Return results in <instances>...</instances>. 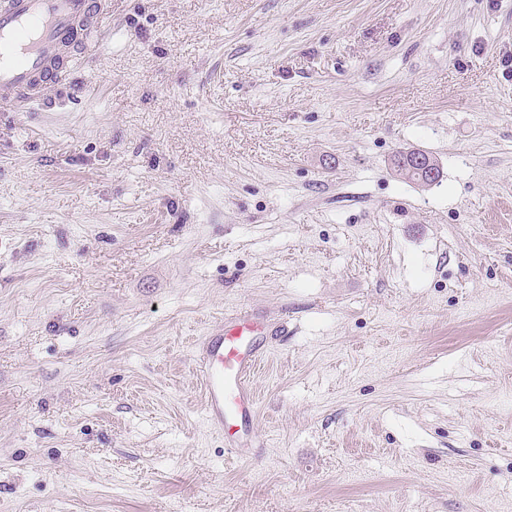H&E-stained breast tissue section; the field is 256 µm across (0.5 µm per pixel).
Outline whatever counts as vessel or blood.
I'll return each instance as SVG.
<instances>
[{
	"mask_svg": "<svg viewBox=\"0 0 512 512\" xmlns=\"http://www.w3.org/2000/svg\"><path fill=\"white\" fill-rule=\"evenodd\" d=\"M102 22L98 0H0V90L13 94L21 108L44 103L59 81L63 51L88 54ZM259 319L255 310L238 312L205 337L195 361L206 419L237 454L261 445L239 434L256 414L251 378L262 357Z\"/></svg>",
	"mask_w": 512,
	"mask_h": 512,
	"instance_id": "obj_1",
	"label": "vessel or blood"
}]
</instances>
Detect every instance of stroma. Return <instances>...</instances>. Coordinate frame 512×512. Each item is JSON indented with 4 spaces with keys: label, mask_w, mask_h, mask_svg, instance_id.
<instances>
[{
    "label": "stroma",
    "mask_w": 512,
    "mask_h": 512,
    "mask_svg": "<svg viewBox=\"0 0 512 512\" xmlns=\"http://www.w3.org/2000/svg\"><path fill=\"white\" fill-rule=\"evenodd\" d=\"M101 4L0 109V512H512V0ZM246 308L258 458L193 374ZM412 151L419 153L423 157H425V155H428L430 157V159H432V161L435 162L436 174H435L434 178H432L429 181V184H427V185L438 183L440 181V177H441V170H440V167H439L437 161L434 159V157L429 152H427L425 150L423 151L421 149H418V150H412ZM392 164H393V167L395 168V170L398 172V174L401 175L404 179H407L409 181H412V182H415L418 184H422L421 181H426V179L424 178L425 172H426V175H428L429 177H432L435 173V170L430 169V168L434 167L433 164L427 160L426 164L424 166H422V169H419L420 172L423 174V180H422L420 173L416 170V168L411 167L408 164L406 157L401 153V151H397L394 154L393 159H392Z\"/></svg>",
    "instance_id": "1"
}]
</instances>
